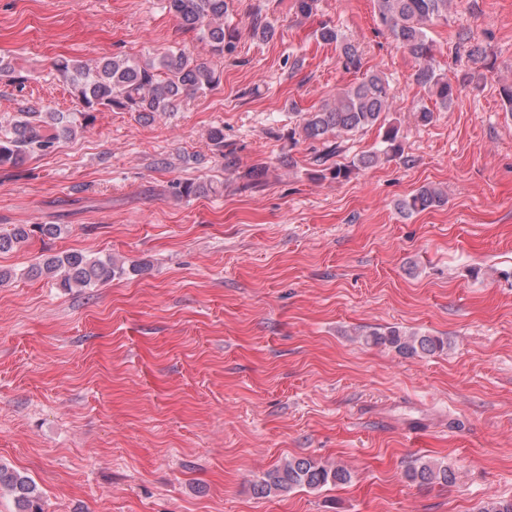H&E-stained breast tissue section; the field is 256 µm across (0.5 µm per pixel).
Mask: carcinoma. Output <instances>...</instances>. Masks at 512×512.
Returning a JSON list of instances; mask_svg holds the SVG:
<instances>
[{
  "label": "carcinoma",
  "mask_w": 512,
  "mask_h": 512,
  "mask_svg": "<svg viewBox=\"0 0 512 512\" xmlns=\"http://www.w3.org/2000/svg\"><path fill=\"white\" fill-rule=\"evenodd\" d=\"M378 25L390 32L397 43L419 62L415 81L425 87L439 109L448 110L456 96V88L431 63L433 44L429 39L431 25L448 21L451 0H374ZM167 8L189 29L206 40L210 52L219 57L232 56L237 48L233 28L224 26L227 0H167ZM320 39L340 47V63L348 72L362 68L359 47L344 38L338 28L323 23ZM55 68L69 78L72 93L82 107L81 115L101 108L135 112L148 120L161 119L176 109L177 101L188 89L206 91L220 82L207 63L183 50L169 51L154 60L139 62L114 56L99 60L61 59ZM394 92L389 80L379 74H365L333 96L332 101L316 112H305L298 125L302 140L321 148L313 149V161L320 166L321 179L346 178L352 167H369L380 156L401 153L399 129L387 121L392 111ZM383 128L382 149L364 154L348 165H330L329 159L342 151L336 138L353 135L367 128ZM76 122L62 112H21L8 127H0V168L18 169L36 155L51 151L64 136L75 132ZM447 202V194L438 187L422 186L400 202V209L409 214L424 211ZM59 224H15L0 232V253L9 252L38 233L55 237L61 233ZM117 267L110 259L93 258L81 253H66L45 258L31 266L28 273L59 282L63 288H92L116 275ZM367 344H384L403 356L431 357L441 353L448 343L439 336L405 333L396 327L373 330L362 335ZM407 478L418 485L453 482L454 473L446 466L421 462L410 467ZM343 467H330L310 457H292L267 471L254 483L253 493L259 498L287 493L294 489H320L328 484L350 480ZM14 496L19 512H43L42 493L37 484L18 470L0 465V488Z\"/></svg>",
  "instance_id": "carcinoma-1"
}]
</instances>
